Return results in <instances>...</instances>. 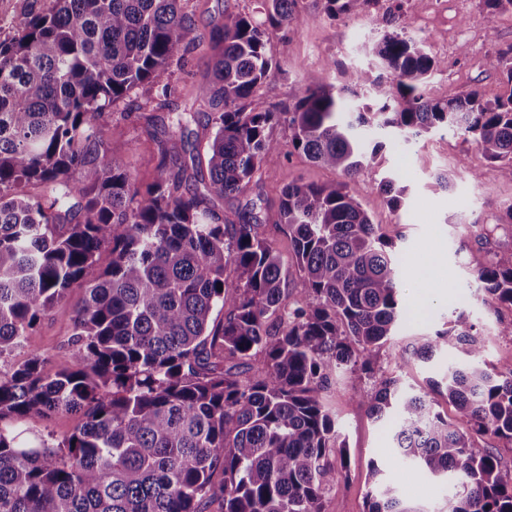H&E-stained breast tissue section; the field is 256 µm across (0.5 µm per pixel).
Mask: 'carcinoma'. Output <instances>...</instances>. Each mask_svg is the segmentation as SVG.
I'll return each instance as SVG.
<instances>
[{"label":"carcinoma","mask_w":512,"mask_h":512,"mask_svg":"<svg viewBox=\"0 0 512 512\" xmlns=\"http://www.w3.org/2000/svg\"><path fill=\"white\" fill-rule=\"evenodd\" d=\"M53 2L0 42V360L28 350L0 371V512H327L326 494L348 463L323 393L343 367L372 379L355 403L389 424L400 462L454 482L442 512H512V469L482 444L512 443V365L449 366L455 422L433 407L439 382L410 392L380 374L376 349L407 310L394 244L358 187L385 139L440 126L512 182V91L430 98L423 86L448 62L406 35L405 0H322L331 20L383 4L387 31L371 48L383 73L307 86L281 110L259 89L277 70L269 31L297 26V0H263V22L224 14L210 36L212 79L199 87L213 129L207 195L233 196L278 161L279 123L294 151L344 176L282 193L279 224L300 278V301L289 308L291 272L258 216L247 210L224 224L183 181L182 117L157 140V175L144 188L105 136L115 106L136 88L160 89L156 108L169 106L171 68L197 40L182 0ZM486 65L512 86V46ZM363 87L377 108L354 112L346 95ZM34 183L46 192L30 194ZM378 189L395 209L406 191L399 176ZM469 265L482 303L512 307V252L485 235ZM76 283L85 296L73 364L51 374L29 339ZM449 348L480 354L462 315L400 357L428 361ZM59 413L79 424L55 446L25 444L3 427ZM370 475L367 512H422L378 466Z\"/></svg>","instance_id":"cac0c4a2"}]
</instances>
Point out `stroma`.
Returning <instances> with one entry per match:
<instances>
[{"mask_svg":"<svg viewBox=\"0 0 512 512\" xmlns=\"http://www.w3.org/2000/svg\"><path fill=\"white\" fill-rule=\"evenodd\" d=\"M259 4L260 0H186L185 8L202 45L191 50L184 65L174 71L176 91L171 108L155 112L153 123H146L137 108L148 92L136 90L119 103L120 115L109 130L119 161L137 185L155 178L153 134L168 130L173 114H182L188 132L206 140L208 106L197 88L207 70L210 32L223 21L225 11L252 12ZM298 17L296 29L274 32L270 38L269 49L278 69L260 89L267 102L285 109L307 85L326 81L340 87L356 69L378 74L379 68L367 51L369 43L385 31L377 11L332 21L323 14L319 0H299ZM405 27L410 37L425 42L434 55L448 62L447 69L427 80L425 89L430 97L447 99L472 88L490 100L505 93L502 76L487 70L485 61L489 53L512 45L511 12L489 18L479 0H426L424 9H407ZM330 59L335 60L336 69L329 73L325 63ZM272 135L284 147V155L274 165L262 168L256 181L244 185L239 194L217 201L216 211L225 223L232 224L238 211L254 206L265 223L269 241L287 260L291 257L288 236L276 222L283 188L293 181L330 183L339 180L340 174L288 152L291 133L287 126H276ZM443 171L452 180L446 189L436 182L437 174ZM397 172L406 173L408 192L401 207L395 209L377 184L381 177ZM359 183L364 209L396 246L401 261V298L416 313L392 341L378 349L383 372L417 391L427 388L429 380L441 379L449 364H470V357L455 349L437 353L427 363L413 360L405 364L400 360L402 347L448 328L461 313L476 327L482 361L496 369L511 364L512 336L502 335L501 327L512 321V308L474 299V275L467 264V250L486 234L500 251H512V226L497 222L512 204V182L502 179L473 143L439 128L407 143L387 145L378 167L363 173ZM82 296V287L72 286L66 300L41 319L31 338L46 359V371L55 372L72 363L69 339ZM370 385L363 375L343 368L334 373L326 395L325 403L347 443L349 469L344 489L329 495L331 512H365L366 493L371 487L368 473L374 464L426 512H440L452 492L449 482L399 464L390 451L386 424L354 404L356 392Z\"/></svg>","mask_w":512,"mask_h":512,"instance_id":"obj_1","label":"stroma"}]
</instances>
